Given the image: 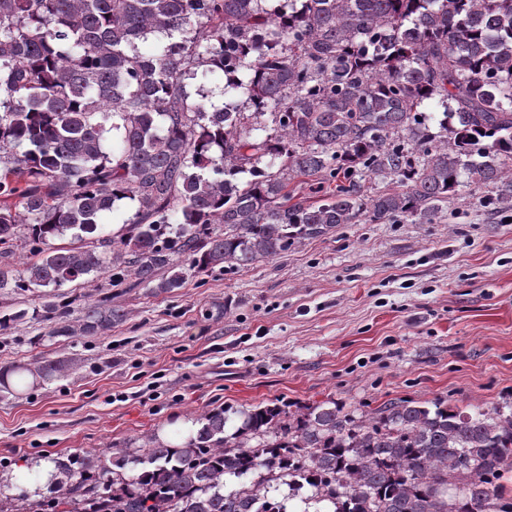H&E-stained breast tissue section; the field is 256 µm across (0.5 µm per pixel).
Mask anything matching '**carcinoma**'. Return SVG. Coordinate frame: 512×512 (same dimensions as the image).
I'll return each mask as SVG.
<instances>
[{
    "instance_id": "1",
    "label": "carcinoma",
    "mask_w": 512,
    "mask_h": 512,
    "mask_svg": "<svg viewBox=\"0 0 512 512\" xmlns=\"http://www.w3.org/2000/svg\"><path fill=\"white\" fill-rule=\"evenodd\" d=\"M214 73L207 107L188 81ZM465 190L512 201V0H0V290L50 298L0 310V332L102 335L128 317L112 293L75 309L61 288L167 294L341 224H430ZM70 369L36 359L0 393ZM196 422L177 446L50 458L47 499L2 493L0 471V512H512V393ZM203 89L205 95H207V99L204 102H212L216 105H220L222 101H224V96L222 94L224 89V79L217 73L211 76L209 79L203 82H199L196 80H192L188 87L189 92L193 97L197 99H201V97L197 96V90Z\"/></svg>"
}]
</instances>
